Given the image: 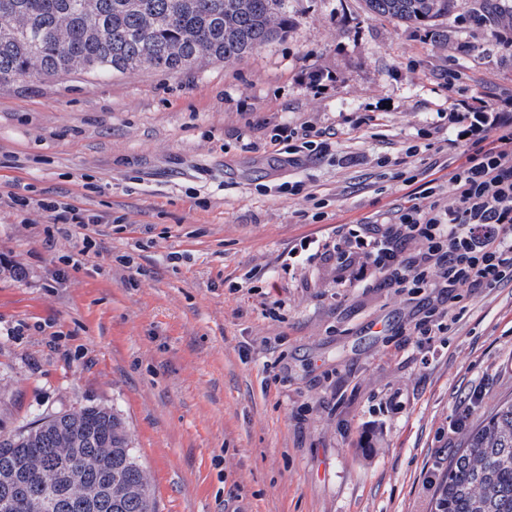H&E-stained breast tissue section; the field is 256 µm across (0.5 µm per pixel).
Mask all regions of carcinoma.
I'll use <instances>...</instances> for the list:
<instances>
[{
    "label": "carcinoma",
    "mask_w": 512,
    "mask_h": 512,
    "mask_svg": "<svg viewBox=\"0 0 512 512\" xmlns=\"http://www.w3.org/2000/svg\"><path fill=\"white\" fill-rule=\"evenodd\" d=\"M0 0V83L72 73L118 74L146 67L179 73L210 59L237 61L288 33V0ZM245 8H240L241 3ZM456 0H366L374 14L429 24L446 17ZM47 423L0 432V465L38 454L61 474L97 448H110L95 479L106 486L94 506L53 501L46 512H157L151 472L138 461L130 430L114 411L99 406L55 412ZM69 437L68 462L53 453ZM488 465L479 469L469 458ZM434 512H512V400L497 405L465 434L448 461Z\"/></svg>",
    "instance_id": "carcinoma-1"
}]
</instances>
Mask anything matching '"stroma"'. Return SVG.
<instances>
[{"mask_svg":"<svg viewBox=\"0 0 512 512\" xmlns=\"http://www.w3.org/2000/svg\"><path fill=\"white\" fill-rule=\"evenodd\" d=\"M506 4L457 0L416 26L288 0L287 35L232 63L1 84L0 184L106 222L87 251L42 211L0 210V428L114 408L158 512H431L462 446L451 422L512 399V281L452 306L284 258L418 191L448 68L512 89L491 45ZM469 14L490 23L461 28ZM373 112L355 138L349 118ZM286 121L326 148L287 163L268 144ZM433 306L455 317L418 342Z\"/></svg>","mask_w":512,"mask_h":512,"instance_id":"obj_1","label":"stroma"}]
</instances>
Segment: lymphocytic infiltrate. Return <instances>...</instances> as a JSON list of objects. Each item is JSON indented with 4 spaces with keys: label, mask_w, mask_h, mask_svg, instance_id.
Listing matches in <instances>:
<instances>
[{
    "label": "lymphocytic infiltrate",
    "mask_w": 512,
    "mask_h": 512,
    "mask_svg": "<svg viewBox=\"0 0 512 512\" xmlns=\"http://www.w3.org/2000/svg\"><path fill=\"white\" fill-rule=\"evenodd\" d=\"M448 129L454 144L467 146L470 154L447 181H426L391 216L339 229L334 243L301 240L290 256L310 253L335 266L340 282L355 275L369 286L438 289L452 303L460 301L461 291L512 281V90L490 100L477 91L454 99ZM321 135L314 126L286 123L270 144L282 146L295 163L302 152L324 149ZM2 206L40 209L54 223L85 231L104 221L68 202L11 191L0 192Z\"/></svg>",
    "instance_id": "1"
}]
</instances>
